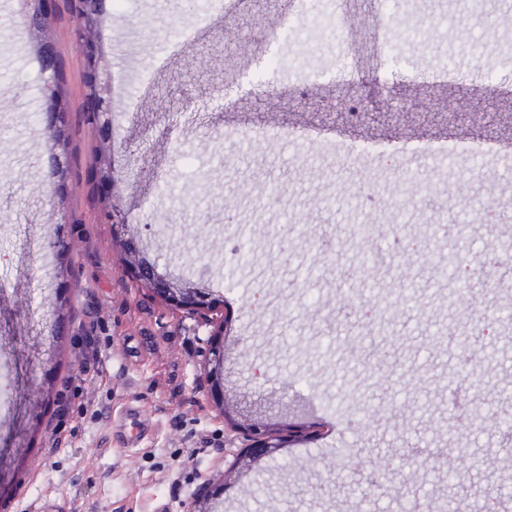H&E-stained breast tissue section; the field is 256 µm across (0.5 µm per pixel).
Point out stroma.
<instances>
[{
  "label": "stroma",
  "instance_id": "stroma-1",
  "mask_svg": "<svg viewBox=\"0 0 512 512\" xmlns=\"http://www.w3.org/2000/svg\"><path fill=\"white\" fill-rule=\"evenodd\" d=\"M292 3L284 16L281 0H105L112 112L91 121L86 46L69 0H52L69 102L61 198L46 176L37 39L16 0H0V512H192L218 478L219 512H402L451 488L485 491L476 512H512L498 491L512 439L477 432L474 403H452L453 388L477 386L487 412L512 419V396L495 395L512 389L499 320L512 309V210L487 215L512 196L500 160L512 155V0H495L490 35L469 24L472 0H334L322 34V0ZM253 130L277 136L254 151ZM399 138L394 166L358 150ZM456 140L485 151L429 162L414 150ZM107 149L119 224L94 180ZM409 179L430 193L402 199ZM340 193L365 204L336 207ZM361 222L365 264L345 246ZM445 225L463 228V246ZM132 242L161 273L203 280L215 307L191 315L144 288ZM452 247L462 302L448 299ZM59 296L70 313L56 342ZM218 332L220 406L207 365ZM83 336L107 351L86 372ZM68 382L91 405L60 408ZM257 421L285 446L245 471L236 459ZM416 448L450 449L457 480L439 462L412 468Z\"/></svg>",
  "mask_w": 512,
  "mask_h": 512
}]
</instances>
